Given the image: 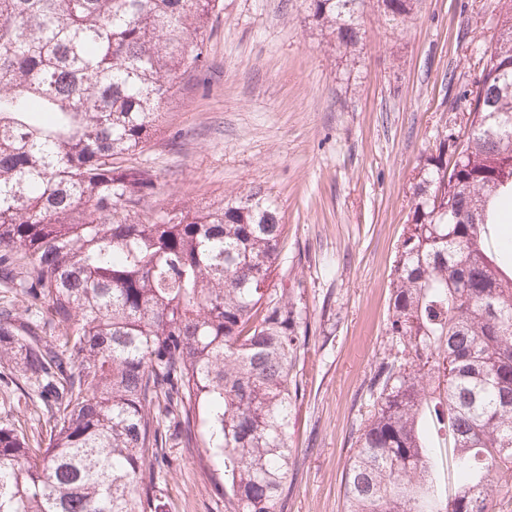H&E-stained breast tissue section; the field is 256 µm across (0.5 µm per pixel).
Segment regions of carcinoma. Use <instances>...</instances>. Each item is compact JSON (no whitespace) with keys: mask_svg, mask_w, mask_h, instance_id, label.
Instances as JSON below:
<instances>
[{"mask_svg":"<svg viewBox=\"0 0 512 512\" xmlns=\"http://www.w3.org/2000/svg\"><path fill=\"white\" fill-rule=\"evenodd\" d=\"M216 0H0V512H169L154 468L197 449L224 512H288L309 344L274 281L286 225L261 190L153 213L151 141L207 65ZM348 56L366 0H305ZM397 26L414 0H378ZM470 124L423 155L397 250L345 512H494L512 470V0Z\"/></svg>","mask_w":512,"mask_h":512,"instance_id":"obj_1","label":"carcinoma"}]
</instances>
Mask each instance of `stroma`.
I'll return each instance as SVG.
<instances>
[{
	"label": "stroma",
	"mask_w": 512,
	"mask_h": 512,
	"mask_svg": "<svg viewBox=\"0 0 512 512\" xmlns=\"http://www.w3.org/2000/svg\"><path fill=\"white\" fill-rule=\"evenodd\" d=\"M497 0H418L399 26L369 0L355 57L330 47L303 0H218L207 67L178 84L132 160L158 176L147 210L262 188L288 234L282 263L310 321L288 512H343V474L389 354L392 269L420 157L465 122ZM174 448L156 475L172 512H224Z\"/></svg>",
	"instance_id": "1"
}]
</instances>
